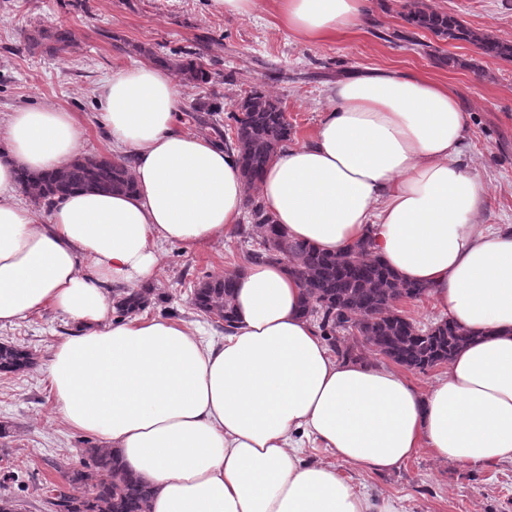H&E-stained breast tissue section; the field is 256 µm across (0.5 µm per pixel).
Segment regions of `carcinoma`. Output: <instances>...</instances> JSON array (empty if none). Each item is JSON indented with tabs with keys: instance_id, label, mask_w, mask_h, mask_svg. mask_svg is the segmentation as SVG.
Wrapping results in <instances>:
<instances>
[{
	"instance_id": "carcinoma-1",
	"label": "carcinoma",
	"mask_w": 512,
	"mask_h": 512,
	"mask_svg": "<svg viewBox=\"0 0 512 512\" xmlns=\"http://www.w3.org/2000/svg\"><path fill=\"white\" fill-rule=\"evenodd\" d=\"M403 19L411 26L431 32L444 41H466L482 54L512 60V42L463 26L446 13L429 9L420 0H406ZM58 49L74 43L67 30H41ZM187 78L204 81L208 74L191 59L175 63ZM227 119L234 123L237 149L246 185V209L262 247L249 254L251 262L284 261L303 290V314L317 325L320 335L342 358H361L358 346L342 345L338 335L357 332L362 342L393 362L410 370L425 372L445 363L474 335L449 320L427 329L417 328L400 314L396 305L403 299H421L427 288L406 282L393 273L362 243L345 253L331 256L301 241L288 239L273 223L258 194V183L277 154L291 140L292 128L278 99L260 86L241 98ZM19 182L36 204H48L57 195L74 189L131 191V168L122 158L81 156L54 171L37 175L23 172ZM235 278L225 276L203 282L194 289L192 305L213 320L219 329L233 321L232 296ZM152 289H117L116 314L125 317L145 310ZM31 350L0 343V374L19 373L35 364ZM90 461L67 468L64 483L43 491L47 512H151L152 491L127 470L107 449H84Z\"/></svg>"
}]
</instances>
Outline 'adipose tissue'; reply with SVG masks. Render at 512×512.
Returning <instances> with one entry per match:
<instances>
[{
    "label": "adipose tissue",
    "mask_w": 512,
    "mask_h": 512,
    "mask_svg": "<svg viewBox=\"0 0 512 512\" xmlns=\"http://www.w3.org/2000/svg\"><path fill=\"white\" fill-rule=\"evenodd\" d=\"M293 34L317 40L365 20L368 0H279ZM311 140L282 150L258 188L290 238L336 255L370 242L434 308L474 333L421 391L397 370L337 359L300 308L284 262L235 272L234 322L203 343L181 322L114 319L113 288L241 224L238 153L178 129L170 73L139 64L99 88L134 192L73 190L48 215L19 169L82 152L72 113L40 106L0 121V325L51 308L77 325L54 346L49 383L66 423L99 438L153 491L151 512H373L302 438L377 473L425 448L460 465L512 462V225L476 229L485 184L460 159L467 116L443 84L397 71L337 79Z\"/></svg>",
    "instance_id": "ef3b65f1"
}]
</instances>
